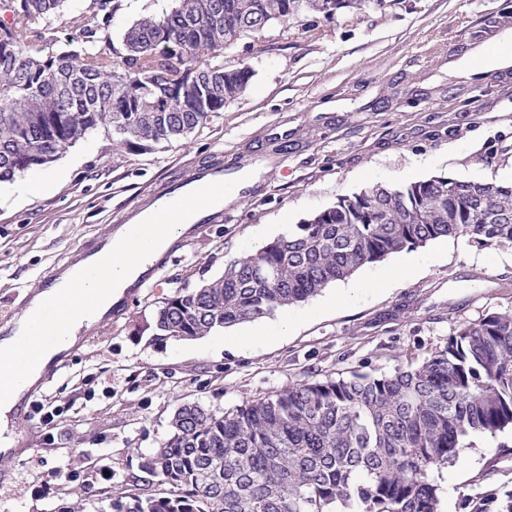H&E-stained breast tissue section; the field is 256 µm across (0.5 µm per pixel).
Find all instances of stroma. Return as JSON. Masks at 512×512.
Listing matches in <instances>:
<instances>
[{
    "label": "stroma",
    "mask_w": 512,
    "mask_h": 512,
    "mask_svg": "<svg viewBox=\"0 0 512 512\" xmlns=\"http://www.w3.org/2000/svg\"><path fill=\"white\" fill-rule=\"evenodd\" d=\"M172 0H122L111 23L120 45L137 19ZM512 30V0H386L332 19L273 23L224 52L253 77L223 112L168 147L113 161L99 131L49 167L0 184V321L21 316L48 268L93 236L165 200L195 168H235L240 191L161 258L160 273L124 312L91 328L36 392L15 427L27 444L0 464V512H115L132 493L163 490L143 462L184 404L221 414L313 374L391 373L442 348L462 324L512 310V244L442 238L360 267L306 302L192 340H160L149 325L161 301L221 276L304 218L376 185L431 177L512 183V68L465 74L448 64ZM434 263L412 271L416 257ZM359 286L343 299L345 285ZM512 433L474 438L434 472L441 512ZM111 482L96 480L102 467Z\"/></svg>",
    "instance_id": "1"
}]
</instances>
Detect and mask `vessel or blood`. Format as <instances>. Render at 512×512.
Returning <instances> with one entry per match:
<instances>
[{
  "label": "vessel or blood",
  "mask_w": 512,
  "mask_h": 512,
  "mask_svg": "<svg viewBox=\"0 0 512 512\" xmlns=\"http://www.w3.org/2000/svg\"><path fill=\"white\" fill-rule=\"evenodd\" d=\"M227 178L222 167L210 166L198 169L187 182L176 185L169 202L156 208L152 220L155 233L164 234L168 225L180 223L183 214L191 213L205 219L221 209ZM111 251V239H93L68 262L48 271L45 275L47 282L66 281V290L49 295L25 322L24 332L12 355L0 356V402L16 401L18 421L29 418L26 406L31 396L27 387L28 373L43 370L51 374L57 370L56 365H45L43 358L46 346L62 332L55 319L56 312L71 297L83 294L85 284L109 259Z\"/></svg>",
  "instance_id": "b4317fda"
}]
</instances>
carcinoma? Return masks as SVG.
Listing matches in <instances>:
<instances>
[{
	"label": "carcinoma",
	"mask_w": 512,
	"mask_h": 512,
	"mask_svg": "<svg viewBox=\"0 0 512 512\" xmlns=\"http://www.w3.org/2000/svg\"><path fill=\"white\" fill-rule=\"evenodd\" d=\"M364 0H173L110 49L119 0H0V183L96 131L126 151L178 140L245 92L224 49L274 22L333 18ZM86 24L74 32L76 17ZM444 237L512 244V185L435 177L374 186L309 216L223 274L178 290L152 335L206 336L297 305L361 266ZM143 462L162 495L117 512H440L435 467L478 435L512 430V311L465 324L392 374L311 377L222 415L178 411ZM460 512H512L488 469Z\"/></svg>",
	"instance_id": "carcinoma-1"
}]
</instances>
